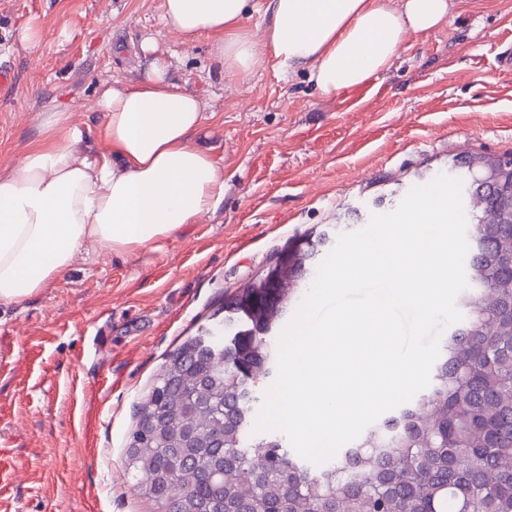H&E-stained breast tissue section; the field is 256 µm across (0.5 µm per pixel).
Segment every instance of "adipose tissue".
Instances as JSON below:
<instances>
[{
  "label": "adipose tissue",
  "instance_id": "adipose-tissue-1",
  "mask_svg": "<svg viewBox=\"0 0 512 512\" xmlns=\"http://www.w3.org/2000/svg\"><path fill=\"white\" fill-rule=\"evenodd\" d=\"M451 0H163L161 22L182 42L212 40L225 70L251 76L260 50L306 71L322 95L389 67L408 33L445 24ZM265 15L255 41L247 20ZM144 80L103 85L104 150L83 149L66 110L45 113L21 159L0 173V307L27 300L86 246L130 252L171 236L224 200V163L194 147L206 100L170 74L151 42Z\"/></svg>",
  "mask_w": 512,
  "mask_h": 512
}]
</instances>
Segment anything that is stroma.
I'll use <instances>...</instances> for the list:
<instances>
[{"label": "stroma", "mask_w": 512, "mask_h": 512, "mask_svg": "<svg viewBox=\"0 0 512 512\" xmlns=\"http://www.w3.org/2000/svg\"><path fill=\"white\" fill-rule=\"evenodd\" d=\"M162 0H0V171L43 113L70 110L99 145L96 92L137 81L140 43L209 104L200 137L224 161L216 214L131 253L77 254L70 270L0 309V512H157L133 490L125 450L135 406L167 355L295 237L395 210L460 152L512 153V0H453L443 27L408 35L391 66L322 95L262 55L239 81L208 39L186 45ZM38 24L25 49L17 31Z\"/></svg>", "instance_id": "stroma-1"}]
</instances>
